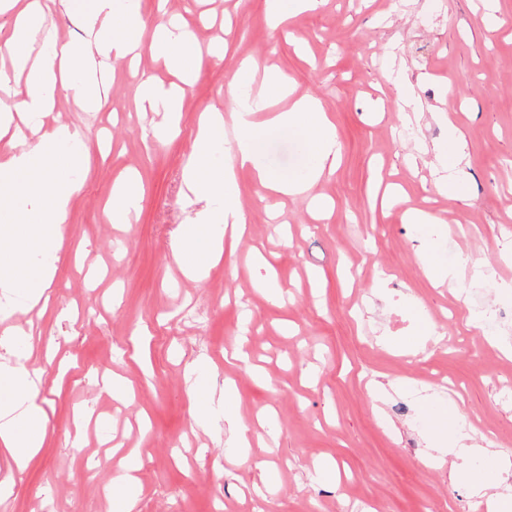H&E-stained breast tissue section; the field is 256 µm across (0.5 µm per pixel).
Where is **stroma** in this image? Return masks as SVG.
<instances>
[{
	"label": "stroma",
	"instance_id": "obj_1",
	"mask_svg": "<svg viewBox=\"0 0 512 512\" xmlns=\"http://www.w3.org/2000/svg\"><path fill=\"white\" fill-rule=\"evenodd\" d=\"M201 48L225 43L187 90L180 134L144 137L141 72L168 73L150 50L160 19L145 0L140 70L114 65L101 110L59 95L46 124L64 122L88 149L63 226L44 312L0 317V355L38 321L45 355L37 402L47 439L16 476L0 512H112L119 462L111 427L136 454L134 512H486L482 495L452 481L512 465V0H324L271 27L266 0H169ZM274 67L318 99L341 145L334 174L312 189L332 204L314 219L306 198L271 201L249 173L236 189L249 227L233 254L199 281L173 261L179 225L200 208L183 184L193 133L210 105L231 115L241 60ZM461 134L458 194L438 193L435 157L449 126ZM135 171L142 200L131 223L109 213L115 176ZM416 207L442 218L462 292L427 276ZM276 270L283 299L257 290V257ZM318 280H310L309 271ZM482 310L484 328L469 326ZM249 364L225 362L236 349ZM235 382L244 421L273 410L276 438L239 459L223 415L209 430L189 391L190 368ZM119 375L133 393L105 387ZM494 433L491 456L436 445L430 420ZM335 462L339 482L314 466Z\"/></svg>",
	"mask_w": 512,
	"mask_h": 512
}]
</instances>
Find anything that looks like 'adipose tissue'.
Wrapping results in <instances>:
<instances>
[{
	"mask_svg": "<svg viewBox=\"0 0 512 512\" xmlns=\"http://www.w3.org/2000/svg\"><path fill=\"white\" fill-rule=\"evenodd\" d=\"M58 5L81 23L86 40L61 44L53 38L47 20ZM144 25L142 0H32L14 21L9 43L25 79L21 89L0 100V140L7 147L0 163V242L9 246L0 254L1 312H14L22 303H47L62 226L81 188L85 150L76 132L63 123L42 129L38 119L63 92L82 108L101 109L106 96L99 74L135 58ZM153 51L182 85L167 88L146 73L138 97L143 111L163 113L168 120L181 112L184 87L198 75L204 53L172 20L156 24ZM259 73L269 90L288 100L286 110L267 113L262 94L255 106L236 109L232 150L220 111L207 109L195 131L194 162L185 184L206 209L196 223L184 225L174 252L188 279H202L225 248H236L245 231L248 218L235 190L238 170L253 171L259 194L299 196L333 173L340 161L334 126L319 101L295 94L284 78L255 60L242 62L236 77L250 84ZM262 111L266 119L256 121ZM276 138L297 143L302 171L286 172L268 162L267 147ZM219 152L225 155L221 164L213 160ZM32 351L28 331L15 340L12 354L0 359V458L7 465L1 498L9 496L14 474L26 469L47 435L46 412L35 401L41 375L24 364Z\"/></svg>",
	"mask_w": 512,
	"mask_h": 512,
	"instance_id": "1",
	"label": "adipose tissue"
}]
</instances>
